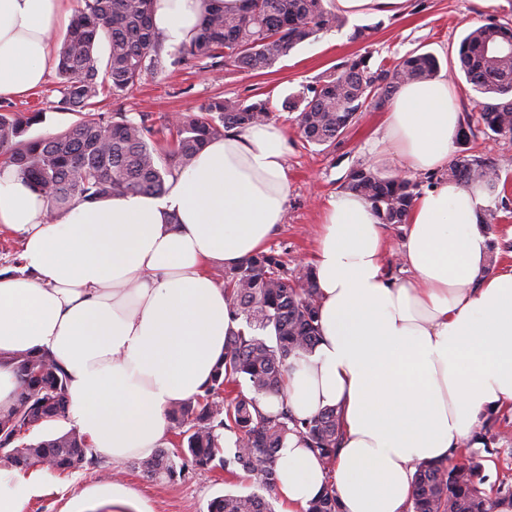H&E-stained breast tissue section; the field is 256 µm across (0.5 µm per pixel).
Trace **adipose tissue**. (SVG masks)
Listing matches in <instances>:
<instances>
[{"instance_id": "adipose-tissue-1", "label": "adipose tissue", "mask_w": 512, "mask_h": 512, "mask_svg": "<svg viewBox=\"0 0 512 512\" xmlns=\"http://www.w3.org/2000/svg\"><path fill=\"white\" fill-rule=\"evenodd\" d=\"M71 0H0V98L42 86L55 59L53 24ZM204 0H154L165 47L198 33ZM462 118L446 75L402 84L372 142L433 185L415 200L392 279L384 226L355 193L320 216L313 270L319 339L286 381L298 418L337 408L332 464L289 436L276 461L281 512H306L324 486L341 512H412L418 463L477 447L489 413L512 404V269L489 268L487 200L448 180ZM288 139L272 122L212 140L162 196L79 202L48 218L39 192L0 166V227L23 240L20 275L0 272V412L17 379L6 359L43 350L69 375L65 428L121 463L158 448L167 412L202 394L224 338L242 329L206 267H233L283 224ZM41 471L0 469V512H23Z\"/></svg>"}]
</instances>
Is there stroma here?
Segmentation results:
<instances>
[{"mask_svg": "<svg viewBox=\"0 0 512 512\" xmlns=\"http://www.w3.org/2000/svg\"><path fill=\"white\" fill-rule=\"evenodd\" d=\"M495 19L512 23V0H495L488 8L475 0H406L402 12L395 15L348 18L344 28L321 33L316 39L299 45L287 57L262 73L232 70L223 66L202 67L186 60L163 75L145 77L141 86L122 102L129 116L142 113L178 114L195 111L209 100L270 97L277 108L275 124L288 137V196L285 221L267 244L279 254L289 269L299 270L314 261V241L321 211L339 192L346 173L358 166H373L384 176L405 173L401 161L376 164L369 153L376 129L384 119V108L359 115L356 124L330 149L305 145L300 137L295 113L283 110L285 100L293 98L304 86L314 84L328 68L347 57L370 55L372 63H394L412 50L433 53L441 73H449L457 63L459 42L468 28ZM367 26L368 39L354 41L355 27ZM58 97L54 81L9 101L0 99V109L15 111L40 109L45 123L34 126L32 135L45 136L68 129L75 121L69 112L55 109ZM496 425L500 433L495 447L499 456L472 448L463 456L464 464L482 466L489 480H496L512 461V410H502ZM118 469L120 481L132 493L145 512H207L214 497L224 493H263L255 478L240 475L228 478L223 471L185 470L172 481L147 478L133 460L112 464L106 457L86 462L69 474L47 473L41 496L27 502L24 512H112L111 479L106 473Z\"/></svg>", "mask_w": 512, "mask_h": 512, "instance_id": "obj_1", "label": "stroma"}]
</instances>
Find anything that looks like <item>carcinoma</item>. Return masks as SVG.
I'll return each mask as SVG.
<instances>
[{
  "instance_id": "obj_1",
  "label": "carcinoma",
  "mask_w": 512,
  "mask_h": 512,
  "mask_svg": "<svg viewBox=\"0 0 512 512\" xmlns=\"http://www.w3.org/2000/svg\"><path fill=\"white\" fill-rule=\"evenodd\" d=\"M79 2L55 68L57 110L77 120L63 132L30 137V128L45 121V112H0V164L16 167L45 197L51 215L73 202L126 193L160 196L168 177L190 166L210 140L230 129L269 122L276 112L268 97L251 102L215 98L198 112L174 119L142 114L134 120L121 102L144 76L163 75L181 60L262 72L297 45L347 24L326 0H241L232 14L224 12L223 0H205L199 33L180 47L176 58L165 51L152 26L153 0ZM102 41L109 47L104 61L96 55ZM439 71V60L430 52L415 50L396 63L374 66L370 57L356 55L303 88L288 108L299 111L305 144L329 148L359 113L388 101L402 84L430 80ZM457 74L479 99L464 118L458 150L444 175L498 197L506 192L508 179L493 158L471 153L469 144L478 132L512 137V25L489 20L468 29L459 45ZM108 98L116 109L107 115L98 106ZM419 186L408 174L386 177L360 166L349 170L343 189L368 201L386 225L405 223ZM223 279L232 312L247 331L226 336L224 356L203 394L171 406L168 431L178 439L180 453L172 457L157 449L137 465L148 478L168 480L181 476L188 465L230 476L241 470L271 491L277 452L288 435L302 437L328 464L341 436L336 409L300 419L284 393L291 362L318 341L313 269L290 271L281 256L265 251L224 269ZM9 362L19 388L13 406L0 414V459L19 471L41 467L62 475L81 468L88 448L76 430L27 439L33 429L67 418L63 367L48 352L17 353ZM261 397L277 398L281 409L262 412L257 406ZM226 431L236 436L229 452ZM485 482L474 465L423 462L415 472L413 512H512V478L503 475L489 491ZM208 512H273V505L255 493L225 494L209 502ZM306 512H340L336 490L323 489Z\"/></svg>"
}]
</instances>
